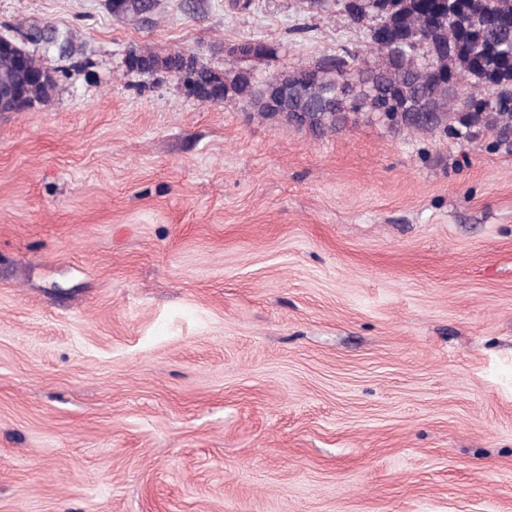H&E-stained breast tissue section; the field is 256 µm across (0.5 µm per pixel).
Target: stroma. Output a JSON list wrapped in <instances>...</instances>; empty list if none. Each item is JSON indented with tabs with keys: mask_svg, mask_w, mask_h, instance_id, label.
Here are the masks:
<instances>
[{
	"mask_svg": "<svg viewBox=\"0 0 512 512\" xmlns=\"http://www.w3.org/2000/svg\"><path fill=\"white\" fill-rule=\"evenodd\" d=\"M0 0L57 80L0 112V512H512V153L203 102L370 22L308 0ZM109 2L112 15L118 17L146 15L156 6V0H110ZM29 35L32 40L53 45L60 54H71L73 52L72 43L67 38L59 39L57 30L50 25L36 29ZM179 54L180 52L177 51L161 58L151 51H143L140 52L139 56L145 65L152 67L154 70L161 68L166 72L174 73L183 83L187 91L202 101L200 88L216 80V71L207 66L199 65V67L192 72L183 74L174 61Z\"/></svg>",
	"mask_w": 512,
	"mask_h": 512,
	"instance_id": "35a3bbf8",
	"label": "stroma"
}]
</instances>
